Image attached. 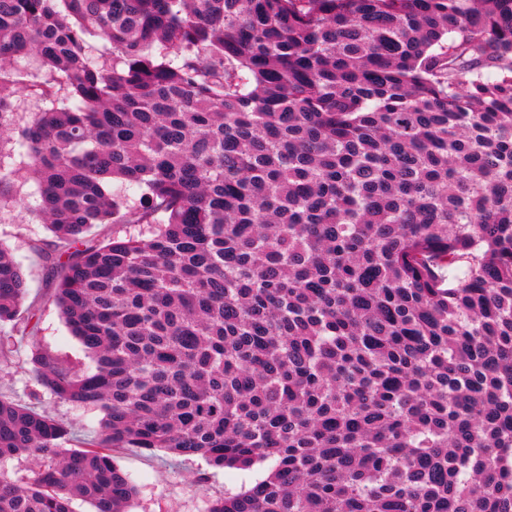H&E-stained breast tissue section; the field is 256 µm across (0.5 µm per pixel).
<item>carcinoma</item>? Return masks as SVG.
<instances>
[{"mask_svg":"<svg viewBox=\"0 0 512 512\" xmlns=\"http://www.w3.org/2000/svg\"><path fill=\"white\" fill-rule=\"evenodd\" d=\"M20 112L90 359L33 379L105 418L0 393V512H130L125 448L271 463L206 512H512V0H0Z\"/></svg>","mask_w":512,"mask_h":512,"instance_id":"1","label":"carcinoma"}]
</instances>
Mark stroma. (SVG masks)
Segmentation results:
<instances>
[{
	"label": "stroma",
	"instance_id": "stroma-1",
	"mask_svg": "<svg viewBox=\"0 0 512 512\" xmlns=\"http://www.w3.org/2000/svg\"><path fill=\"white\" fill-rule=\"evenodd\" d=\"M33 190V182L20 184L23 204L0 209V245L10 249L22 268L27 301L35 306L38 319L37 332L31 338L17 335L11 326L0 327V346L12 351L10 361L0 364V392L50 411L83 434L98 429L100 412L50 400L33 382L28 363L34 341L72 360L84 358L78 340L51 301L53 283L40 252L49 249L53 237L32 211ZM117 463L135 480L137 495L132 512H205L208 498L238 493L263 478L269 469L265 463L249 470L214 468L199 456L175 457L162 450L150 453L135 448L121 450Z\"/></svg>",
	"mask_w": 512,
	"mask_h": 512
}]
</instances>
